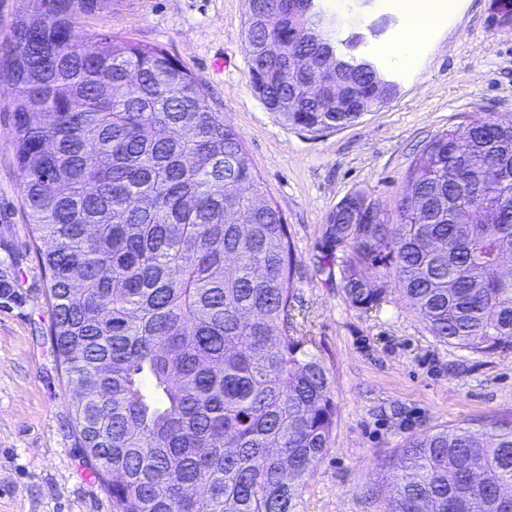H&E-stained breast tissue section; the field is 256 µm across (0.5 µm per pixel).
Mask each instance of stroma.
I'll use <instances>...</instances> for the list:
<instances>
[{
	"label": "stroma",
	"mask_w": 512,
	"mask_h": 512,
	"mask_svg": "<svg viewBox=\"0 0 512 512\" xmlns=\"http://www.w3.org/2000/svg\"><path fill=\"white\" fill-rule=\"evenodd\" d=\"M358 31L395 93L382 109L323 132L284 124L249 78L247 0H114L77 19L86 46L102 34L155 45L176 58L214 111L240 134L269 199L282 210L297 260L293 314L336 378V424L297 512H382L380 463L438 426L512 423V352L477 355L437 341L387 281L379 309L354 307L341 286L346 249L325 230L337 204L360 192L384 212L407 193L408 170L436 134L475 115L512 119V0H456L401 70L384 48L404 29L397 0H324ZM223 59L216 72L215 59ZM13 92L0 83V512H112L84 461L50 335L44 270L29 243L15 159Z\"/></svg>",
	"instance_id": "obj_1"
}]
</instances>
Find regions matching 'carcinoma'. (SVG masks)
Wrapping results in <instances>:
<instances>
[{"label":"carcinoma","mask_w":512,"mask_h":512,"mask_svg":"<svg viewBox=\"0 0 512 512\" xmlns=\"http://www.w3.org/2000/svg\"><path fill=\"white\" fill-rule=\"evenodd\" d=\"M0 42L13 86L14 142L52 314L75 434L112 512H295L329 451L335 377L312 336L294 334L295 258L288 224L266 199L237 131L187 68L158 46L104 36L93 52L82 14L112 0H31ZM244 41L253 87L286 125L350 124L336 99L288 87V54L323 78L304 20L255 0ZM357 100L383 107L366 73ZM465 136L470 149L452 154ZM422 220L406 200L363 220L343 199L328 237L350 251L342 288L363 310L398 283L438 341L477 354L512 350V121L478 115L433 137L411 164ZM49 244L47 250L39 243ZM484 481L467 485L463 462ZM386 469L383 512H512V425L437 427L409 439Z\"/></svg>","instance_id":"carcinoma-1"}]
</instances>
